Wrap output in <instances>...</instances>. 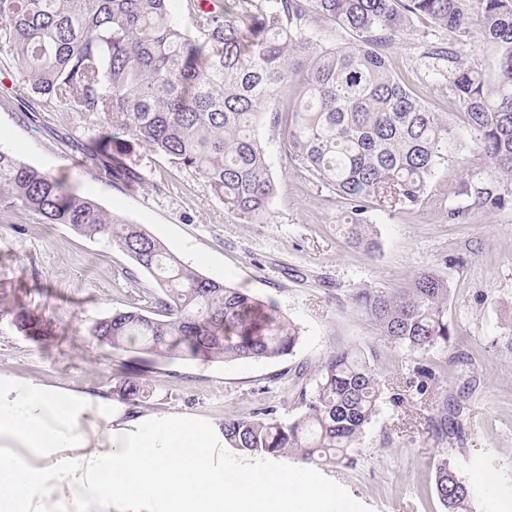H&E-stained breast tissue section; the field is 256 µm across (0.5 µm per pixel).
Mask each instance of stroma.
<instances>
[{
	"instance_id": "stroma-1",
	"label": "stroma",
	"mask_w": 512,
	"mask_h": 512,
	"mask_svg": "<svg viewBox=\"0 0 512 512\" xmlns=\"http://www.w3.org/2000/svg\"><path fill=\"white\" fill-rule=\"evenodd\" d=\"M424 50L421 32L401 36L389 50L391 65L432 111L450 113L464 150L439 167L418 205L368 208L380 245L372 254L348 244L343 199L285 166L281 137L266 125L260 140L275 195L263 224L239 218L202 179L129 135L125 158L147 187L133 192L102 179L83 160L85 144L103 133L102 116L21 95L10 51L0 50V149L114 217L143 225L197 273L272 300L300 332L293 354L268 361H168L113 351L90 329L138 305L125 278L132 259L107 239H85L15 207L0 210V297L48 325L50 336L34 341L11 316L0 317V374L112 401L120 400L123 379L135 376L150 393L144 413L216 423L269 408L288 419L298 415V392L314 388L327 355L371 350L386 387L402 377L424 379L435 402L420 405L409 389L402 404L382 401L353 450V466H317L315 476L356 512H443L434 472L445 455L478 490L473 512H512V204L466 210L461 186L477 172V159L448 80L432 74ZM426 268L448 281L454 335L449 346L413 354L379 336L350 294L367 285L399 290Z\"/></svg>"
}]
</instances>
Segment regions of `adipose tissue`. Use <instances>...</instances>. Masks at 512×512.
Here are the masks:
<instances>
[{
	"instance_id": "1",
	"label": "adipose tissue",
	"mask_w": 512,
	"mask_h": 512,
	"mask_svg": "<svg viewBox=\"0 0 512 512\" xmlns=\"http://www.w3.org/2000/svg\"><path fill=\"white\" fill-rule=\"evenodd\" d=\"M353 512L303 470L224 466L218 424L0 374V512Z\"/></svg>"
}]
</instances>
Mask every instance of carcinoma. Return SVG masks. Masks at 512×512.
I'll return each mask as SVG.
<instances>
[{"label": "carcinoma", "instance_id": "cac0c4a2", "mask_svg": "<svg viewBox=\"0 0 512 512\" xmlns=\"http://www.w3.org/2000/svg\"><path fill=\"white\" fill-rule=\"evenodd\" d=\"M169 0H0V46L12 51L19 91L64 112L103 116L102 141L83 148L103 174L131 189L145 177L112 141L131 135L200 176L224 206L266 221L275 185L259 129L281 130L284 159L350 205L347 239L378 250L363 213L372 203L417 205L441 164L458 151L453 122L431 111L390 66L395 38L422 21L452 34L430 41L424 57L448 64L452 102L472 133L486 175L465 185L468 207L512 203V0H187L190 30ZM318 15L356 37L323 47L309 27ZM478 35L494 62L490 78L463 60ZM296 90L280 109L277 94ZM20 206L45 224L105 236L147 272L156 309L132 307L95 323L91 335L115 351L164 360H271L293 353L298 328L270 301L197 274L140 224L112 217L51 173L0 150V209ZM448 280L418 272L400 291L365 286L353 305L378 335L411 353L448 346ZM120 391L136 406L142 381ZM383 384L361 349L330 353L300 413L228 418L224 441L243 455L291 454L315 466L351 465L353 445L375 416ZM444 512H471L476 489L448 457L435 468Z\"/></svg>", "mask_w": 512, "mask_h": 512}]
</instances>
